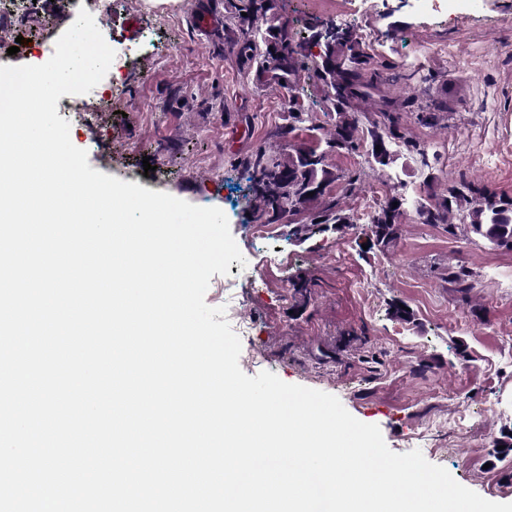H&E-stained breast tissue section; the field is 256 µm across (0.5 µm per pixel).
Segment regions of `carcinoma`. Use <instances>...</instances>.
Here are the masks:
<instances>
[{
  "label": "carcinoma",
  "mask_w": 512,
  "mask_h": 512,
  "mask_svg": "<svg viewBox=\"0 0 512 512\" xmlns=\"http://www.w3.org/2000/svg\"><path fill=\"white\" fill-rule=\"evenodd\" d=\"M227 18L254 24L261 39L249 34L239 44L238 57L244 63L259 62L268 80L296 91L294 79L302 67L306 42L298 39L275 10V0H224ZM309 39L321 46L323 54L315 68L323 84L325 100L336 112L333 131L326 137L329 150L353 151L363 143L369 144L370 155L382 167L393 165L398 152L406 150L419 155L421 165H429L425 151L407 139L405 131L389 112L385 130L368 131L360 136L359 120L353 111L354 103L368 97L377 84L361 78L367 55L357 33L350 26L342 33L326 36L323 28H310ZM326 152L312 147H295L291 151H268L264 148L248 160L252 188L253 210L264 224L280 222L287 215L310 211L319 217V224H345L349 217L337 200H324L325 188L335 181H345V191L355 190V180L333 173L325 164ZM397 206H392V203ZM403 199H388L371 216L374 245L387 247L396 239ZM463 209V223L470 232L497 247L512 248V198H501L474 188L469 183L448 187V195L440 199L414 202L413 209L422 224H448L453 208Z\"/></svg>",
  "instance_id": "obj_1"
}]
</instances>
